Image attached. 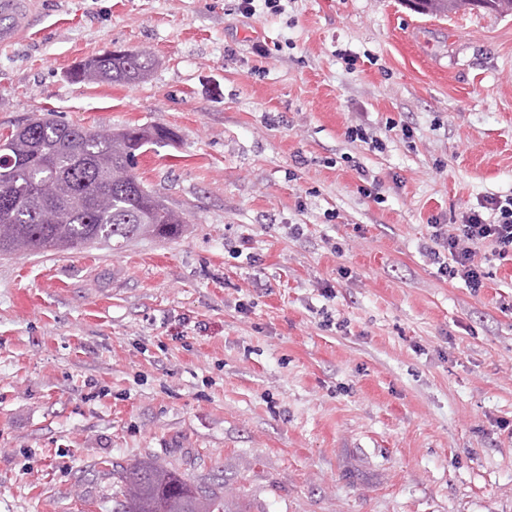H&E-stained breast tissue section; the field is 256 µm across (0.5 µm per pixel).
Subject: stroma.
<instances>
[{
    "label": "stroma",
    "mask_w": 512,
    "mask_h": 512,
    "mask_svg": "<svg viewBox=\"0 0 512 512\" xmlns=\"http://www.w3.org/2000/svg\"><path fill=\"white\" fill-rule=\"evenodd\" d=\"M282 7L37 0L0 47V134L169 128L134 173L186 216L0 256V512H112L108 464L144 461L246 512H512V261L475 293L419 249L512 193V16ZM123 50L142 81L69 79Z\"/></svg>",
    "instance_id": "stroma-1"
}]
</instances>
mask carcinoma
I'll return each instance as SVG.
<instances>
[{
	"label": "carcinoma",
	"mask_w": 512,
	"mask_h": 512,
	"mask_svg": "<svg viewBox=\"0 0 512 512\" xmlns=\"http://www.w3.org/2000/svg\"><path fill=\"white\" fill-rule=\"evenodd\" d=\"M424 12L449 15L485 9L512 15V0H414ZM152 57L110 51L79 62L75 82L135 83L153 67ZM163 126L88 128L35 118L0 142V197L13 191V170L35 193L15 208L0 207V254L78 251L92 244H120L138 237H167L185 214L144 189L133 174L148 145L172 140ZM116 512H242L223 491L195 485L154 462L112 469Z\"/></svg>",
	"instance_id": "cac0c4a2"
}]
</instances>
